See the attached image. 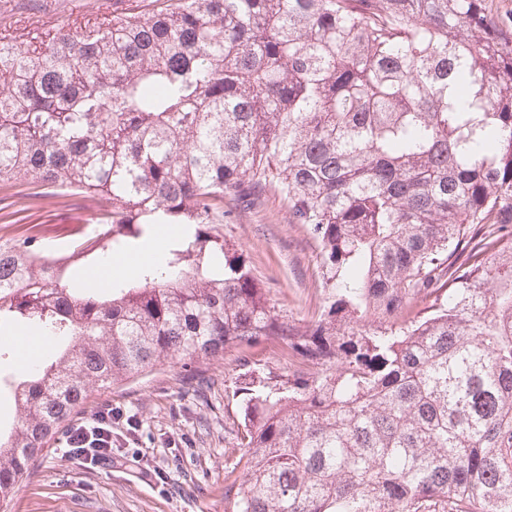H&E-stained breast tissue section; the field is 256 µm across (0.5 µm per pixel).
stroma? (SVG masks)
<instances>
[{
	"instance_id": "stroma-1",
	"label": "stroma",
	"mask_w": 512,
	"mask_h": 512,
	"mask_svg": "<svg viewBox=\"0 0 512 512\" xmlns=\"http://www.w3.org/2000/svg\"><path fill=\"white\" fill-rule=\"evenodd\" d=\"M107 0H0V33L37 44L61 25L99 21ZM14 209L31 224H92L97 210L70 192L32 198L13 190ZM220 230L242 251L277 312L303 323L320 314L327 294L306 229L288 221L274 192L259 207L224 202ZM262 374L294 370L281 345L264 340L219 361L182 369L161 366L117 388L93 391L89 408L111 402L123 419L112 425V461L85 471L50 441L1 512H224V485L241 474L242 424L237 390L248 365ZM166 484H159L156 472Z\"/></svg>"
}]
</instances>
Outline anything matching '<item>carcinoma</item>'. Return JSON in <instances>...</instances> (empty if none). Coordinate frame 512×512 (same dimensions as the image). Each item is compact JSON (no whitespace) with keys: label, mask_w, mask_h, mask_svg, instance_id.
<instances>
[{"label":"carcinoma","mask_w":512,"mask_h":512,"mask_svg":"<svg viewBox=\"0 0 512 512\" xmlns=\"http://www.w3.org/2000/svg\"><path fill=\"white\" fill-rule=\"evenodd\" d=\"M157 2L0 39V189L94 203L95 260L175 229L105 289L0 240V332L54 337L7 386L0 500L89 383L276 339L299 369L244 373L224 512H512V23L486 0ZM267 189L318 245L303 325L216 229Z\"/></svg>","instance_id":"1"}]
</instances>
